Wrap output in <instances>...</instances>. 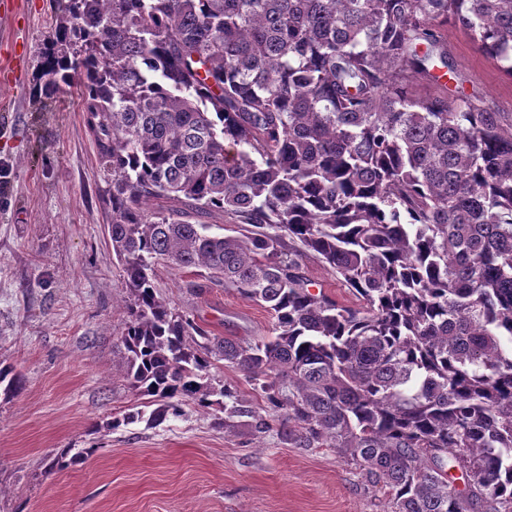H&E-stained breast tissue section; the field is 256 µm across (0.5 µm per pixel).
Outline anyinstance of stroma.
Instances as JSON below:
<instances>
[{"label":"stroma","mask_w":512,"mask_h":512,"mask_svg":"<svg viewBox=\"0 0 512 512\" xmlns=\"http://www.w3.org/2000/svg\"><path fill=\"white\" fill-rule=\"evenodd\" d=\"M56 0H0V512H388L383 489L334 448H295L277 432H224V412L116 430L143 408L126 382L123 276L107 224L112 172L99 159L78 83L33 96ZM463 91L512 113V79L460 26L439 27ZM197 275L155 266L159 295L219 337L254 342L272 318L236 291H193ZM91 449L62 468L63 449Z\"/></svg>","instance_id":"obj_1"}]
</instances>
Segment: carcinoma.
<instances>
[{
    "label": "carcinoma",
    "mask_w": 512,
    "mask_h": 512,
    "mask_svg": "<svg viewBox=\"0 0 512 512\" xmlns=\"http://www.w3.org/2000/svg\"><path fill=\"white\" fill-rule=\"evenodd\" d=\"M34 94L79 80L112 169L126 379L156 405L111 430L224 410L271 423L210 373L259 387L296 448H335L388 512H512V117L419 80L459 73L433 22L512 78V0H59ZM220 211V236L173 210ZM312 255L352 291H310ZM195 268L275 336L211 338L157 294ZM464 480L453 486V472Z\"/></svg>",
    "instance_id": "carcinoma-1"
}]
</instances>
